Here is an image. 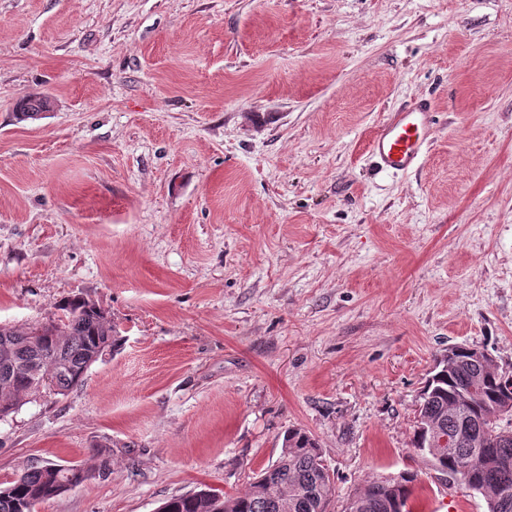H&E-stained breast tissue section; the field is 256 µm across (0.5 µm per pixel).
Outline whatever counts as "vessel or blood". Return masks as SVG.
I'll return each instance as SVG.
<instances>
[{"instance_id": "vessel-or-blood-1", "label": "vessel or blood", "mask_w": 512, "mask_h": 512, "mask_svg": "<svg viewBox=\"0 0 512 512\" xmlns=\"http://www.w3.org/2000/svg\"><path fill=\"white\" fill-rule=\"evenodd\" d=\"M434 118L433 107L426 100L390 114L369 145L378 169L394 173L418 170L431 143Z\"/></svg>"}]
</instances>
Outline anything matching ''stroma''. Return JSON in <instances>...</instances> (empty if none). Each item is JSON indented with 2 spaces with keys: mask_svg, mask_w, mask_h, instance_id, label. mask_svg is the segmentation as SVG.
<instances>
[{
  "mask_svg": "<svg viewBox=\"0 0 512 512\" xmlns=\"http://www.w3.org/2000/svg\"><path fill=\"white\" fill-rule=\"evenodd\" d=\"M422 96V166L375 171ZM75 296L122 346L0 420V483L90 472L38 512L237 495L292 427L334 512L404 471L487 512L412 439L449 347L512 368V0H0V325Z\"/></svg>",
  "mask_w": 512,
  "mask_h": 512,
  "instance_id": "stroma-1",
  "label": "stroma"
}]
</instances>
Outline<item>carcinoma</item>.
I'll use <instances>...</instances> for the list:
<instances>
[{
    "instance_id": "cac0c4a2",
    "label": "carcinoma",
    "mask_w": 512,
    "mask_h": 512,
    "mask_svg": "<svg viewBox=\"0 0 512 512\" xmlns=\"http://www.w3.org/2000/svg\"><path fill=\"white\" fill-rule=\"evenodd\" d=\"M50 105L46 97L28 100L21 115L35 119ZM63 323L53 329L0 325V411L8 416L35 394L44 375L64 395L81 384L93 354L102 346L116 349L120 339L98 305L72 299L59 306ZM35 365L30 371L23 364ZM422 419L443 420L441 431L454 438L440 450L427 447L431 428L415 423L412 446L431 464L457 470V480L482 495L487 512H512L497 488H512V370L486 367L466 353L455 355L454 368L435 367L419 399ZM88 476L81 464L48 462L33 467L0 487V512H33L34 506L79 485ZM418 473L403 483L373 477L354 489L343 512H411L409 501ZM336 497V486L324 467L316 439L301 428L285 432L278 461L261 471L247 490L226 497L209 488L174 496L157 512H318Z\"/></svg>"
}]
</instances>
